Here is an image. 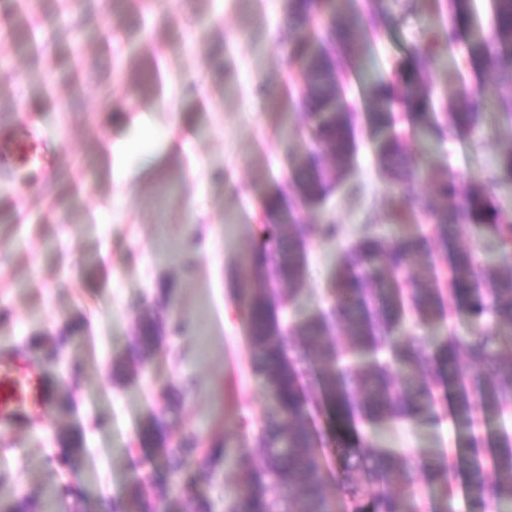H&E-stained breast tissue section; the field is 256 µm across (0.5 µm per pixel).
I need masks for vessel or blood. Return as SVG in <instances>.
Listing matches in <instances>:
<instances>
[{
  "label": "vessel or blood",
  "mask_w": 512,
  "mask_h": 512,
  "mask_svg": "<svg viewBox=\"0 0 512 512\" xmlns=\"http://www.w3.org/2000/svg\"><path fill=\"white\" fill-rule=\"evenodd\" d=\"M46 136L36 124L0 126V171L25 179L44 174ZM49 391L40 367L31 359L0 355V425L24 415L49 416Z\"/></svg>",
  "instance_id": "b4317fda"
}]
</instances>
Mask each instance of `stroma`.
Instances as JSON below:
<instances>
[{
	"instance_id": "obj_1",
	"label": "stroma",
	"mask_w": 512,
	"mask_h": 512,
	"mask_svg": "<svg viewBox=\"0 0 512 512\" xmlns=\"http://www.w3.org/2000/svg\"><path fill=\"white\" fill-rule=\"evenodd\" d=\"M134 10L115 0L111 28L89 22L71 32L58 0H43L41 19L54 34L44 52L0 49V124L40 116L50 133L49 169L36 183L0 177V353L37 354L53 392L71 391L69 413L38 416L0 429V501H44L67 484L51 512H101L124 497L135 472L148 469L141 428L157 393L192 389L171 414L172 439L198 436L251 450L242 417L260 421L271 407L250 373L246 314L234 291L252 282L251 257L264 199L283 188L286 156L307 148L298 129L288 60L276 48L287 37L288 0H142ZM428 0H398L383 21L373 70L394 76L404 49L421 38ZM170 15L165 26L145 16ZM484 142L467 139L418 153L432 179L461 188L512 148V130L492 114ZM188 142L172 155L169 140ZM358 197L333 192L305 211L312 224L335 220L337 241L313 239L293 321L309 319L327 299L341 252L372 212L390 234L395 201L366 123L356 129ZM196 249H188L189 241ZM159 309L185 326L166 338L146 369L114 379L112 369L145 311ZM412 336L436 348L446 327L477 332L470 311L453 307L447 325H419ZM77 429L84 452L76 467L57 458L63 433ZM390 451L444 452L458 432L450 414L436 423L366 425Z\"/></svg>"
}]
</instances>
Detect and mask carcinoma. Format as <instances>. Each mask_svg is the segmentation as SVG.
Returning a JSON list of instances; mask_svg holds the SVG:
<instances>
[{
    "mask_svg": "<svg viewBox=\"0 0 512 512\" xmlns=\"http://www.w3.org/2000/svg\"><path fill=\"white\" fill-rule=\"evenodd\" d=\"M40 0H8L4 47L28 45L36 51ZM434 20L424 38L406 50L407 66L393 80L377 78L363 84L365 118L371 128L375 155L389 177V190L398 204L392 223L405 224L425 217L431 235L387 238L366 229L342 252L331 283L328 309L285 328L280 308L291 303L303 281L307 246L314 237L333 241L338 225L332 220L308 224L300 212L315 207L333 188L348 181L355 151L359 113L345 95L344 75H357L373 62L381 39L379 19L388 12L387 0H288L283 25L288 40L277 44L288 64L302 57L299 79H291L307 131L306 152L288 160L289 190L265 203L263 224L272 232L264 261L254 264L263 288L241 286L236 300L249 318L252 371L274 407L255 436L259 459L231 452L224 443L210 448L187 437L171 444L173 427L168 408L150 413L140 437L155 446L167 474L179 478L185 490L212 481L219 466L235 470L238 493L228 512H336L325 496L326 468L318 450L320 437L315 415L324 408L336 426L339 456L348 489L370 497L367 512H419L414 496L395 497L384 488L424 483L448 512L452 481L467 472V494L477 512L489 507L512 512V434L489 430L469 434L454 451L433 455L384 451L358 432V425L380 420L437 421L441 403L437 390L448 385L451 415L463 430L485 423L512 409V354L493 349L494 338L512 332V276H499L493 261L480 267L472 253L455 250L442 270L432 255L430 237L447 240L448 232L464 226L492 229L499 237L503 258L512 257V219L492 201L488 187L512 184V149L491 165L484 183L461 190L452 179L434 185L429 196L410 195V185L422 177L408 141L412 136L451 141L470 134L473 150L480 148L478 131L484 110L492 109L500 122L512 126V0H494V20L485 30L477 22L473 0H434ZM459 53L457 69L470 60L481 64L480 77L471 85L462 80L452 100L443 103L426 78L445 57ZM464 303L493 324L482 337L461 336L448 328L436 353L424 351L413 340H403L407 329L404 307L426 325L449 318L451 306ZM343 331L352 347L368 353L389 351L355 372L342 364L333 337ZM182 325L148 315L140 320L127 356L115 364L118 371L144 363L164 336L180 334ZM79 433L62 441L61 463L71 467L83 455ZM28 497L0 503V512H37ZM105 512H181L171 487L151 472H141L125 498L105 504Z\"/></svg>",
    "mask_w": 512,
    "mask_h": 512,
    "instance_id": "cac0c4a2",
    "label": "carcinoma"
}]
</instances>
